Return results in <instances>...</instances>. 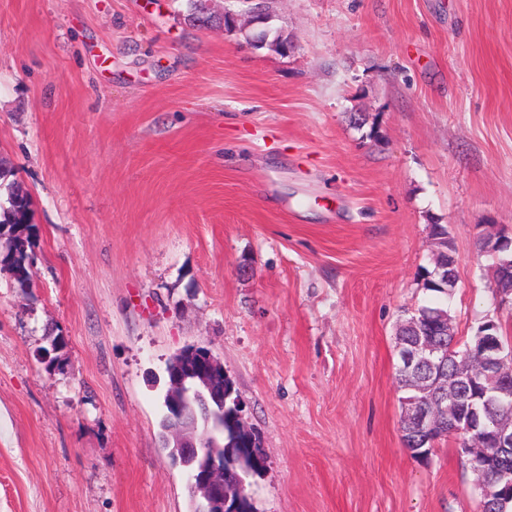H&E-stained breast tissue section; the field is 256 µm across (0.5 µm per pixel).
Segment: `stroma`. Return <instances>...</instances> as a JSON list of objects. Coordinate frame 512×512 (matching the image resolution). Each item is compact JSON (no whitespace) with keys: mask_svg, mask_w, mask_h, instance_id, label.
Instances as JSON below:
<instances>
[{"mask_svg":"<svg viewBox=\"0 0 512 512\" xmlns=\"http://www.w3.org/2000/svg\"><path fill=\"white\" fill-rule=\"evenodd\" d=\"M264 2L210 0L224 30L185 0H0L33 262L0 270V512H190L159 440L188 345L261 438L257 512H477L455 439L403 445L395 329L437 223L457 337L512 336L479 244L512 234V0Z\"/></svg>","mask_w":512,"mask_h":512,"instance_id":"obj_1","label":"stroma"}]
</instances>
